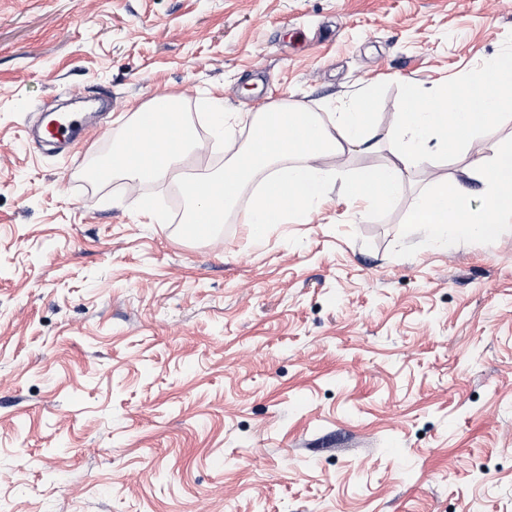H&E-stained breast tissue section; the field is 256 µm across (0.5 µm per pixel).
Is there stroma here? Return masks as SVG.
<instances>
[{
    "mask_svg": "<svg viewBox=\"0 0 512 512\" xmlns=\"http://www.w3.org/2000/svg\"><path fill=\"white\" fill-rule=\"evenodd\" d=\"M511 34L512 0H0V512H512V222L444 251L408 221L512 119L383 219L335 184L260 238L190 235L176 183L87 177L153 97L223 100L230 149L283 102L363 93L384 131L399 84ZM69 100L101 105L84 144L32 143Z\"/></svg>",
    "mask_w": 512,
    "mask_h": 512,
    "instance_id": "1",
    "label": "stroma"
}]
</instances>
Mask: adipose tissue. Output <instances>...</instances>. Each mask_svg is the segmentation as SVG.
Returning a JSON list of instances; mask_svg holds the SVG:
<instances>
[{
    "instance_id": "1",
    "label": "adipose tissue",
    "mask_w": 512,
    "mask_h": 512,
    "mask_svg": "<svg viewBox=\"0 0 512 512\" xmlns=\"http://www.w3.org/2000/svg\"><path fill=\"white\" fill-rule=\"evenodd\" d=\"M378 134L366 97L345 103L331 121L288 105L254 116L244 148L217 172L181 181L187 202L184 222L201 235L223 223L227 208L260 182L259 193L243 220L256 236L309 211L330 191L331 176L320 157L353 150ZM198 144L197 129L172 95L155 97L124 118L112 148V172L131 182H153L176 175ZM483 186L484 205L473 209L466 196L439 185L416 199L410 223L431 242L452 250L466 239L496 237L503 220L512 219V147L493 162H475L468 172Z\"/></svg>"
}]
</instances>
